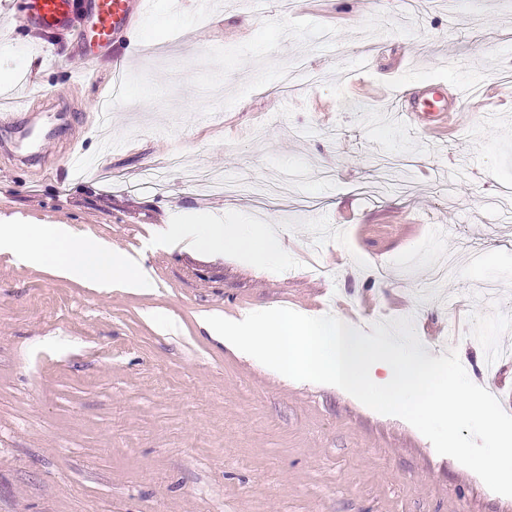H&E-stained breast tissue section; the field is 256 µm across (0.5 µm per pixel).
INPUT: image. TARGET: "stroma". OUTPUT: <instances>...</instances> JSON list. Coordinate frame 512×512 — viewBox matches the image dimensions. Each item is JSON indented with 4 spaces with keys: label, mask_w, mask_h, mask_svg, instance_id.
<instances>
[{
    "label": "stroma",
    "mask_w": 512,
    "mask_h": 512,
    "mask_svg": "<svg viewBox=\"0 0 512 512\" xmlns=\"http://www.w3.org/2000/svg\"><path fill=\"white\" fill-rule=\"evenodd\" d=\"M118 49L123 104L85 130L111 79L70 66L74 33L15 28L0 0V100L73 98L45 112L37 165L0 157V224H67L143 257L153 288L103 289L0 251V512H512L411 424L339 387L296 381L209 336L217 315L286 308L371 333L377 309L409 317L432 357L442 336L470 380L512 393V362L486 372L474 336L512 345V0L470 22L431 0H149ZM319 84L280 90L295 57ZM465 82L447 136L406 128L390 102L418 83ZM491 114L482 122L483 114ZM85 159L63 150L71 137ZM224 178L214 195L177 175L140 186L172 152ZM276 224L287 257L153 243L187 213ZM457 273L429 279L445 256Z\"/></svg>",
    "instance_id": "35a3bbf8"
}]
</instances>
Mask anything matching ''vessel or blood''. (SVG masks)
Segmentation results:
<instances>
[{
  "label": "vessel or blood",
  "mask_w": 512,
  "mask_h": 512,
  "mask_svg": "<svg viewBox=\"0 0 512 512\" xmlns=\"http://www.w3.org/2000/svg\"><path fill=\"white\" fill-rule=\"evenodd\" d=\"M16 9L31 30H78L87 67L105 58L121 63L117 40L148 28L146 0H17ZM465 104L461 83L428 88L415 95L398 94L395 109L410 128L430 134L450 125ZM35 110L27 104L0 108V129L23 143L31 133L28 119Z\"/></svg>",
  "instance_id": "vessel-or-blood-1"
}]
</instances>
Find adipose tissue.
I'll return each mask as SVG.
<instances>
[{"label": "adipose tissue", "instance_id": "ef3b65f1", "mask_svg": "<svg viewBox=\"0 0 512 512\" xmlns=\"http://www.w3.org/2000/svg\"><path fill=\"white\" fill-rule=\"evenodd\" d=\"M172 235L195 249L230 250L265 266L282 257L278 227L270 224H174ZM0 250L26 264L53 263L62 275L102 286L138 291L151 280L141 260L92 240L74 238L65 224H1Z\"/></svg>", "mask_w": 512, "mask_h": 512}]
</instances>
